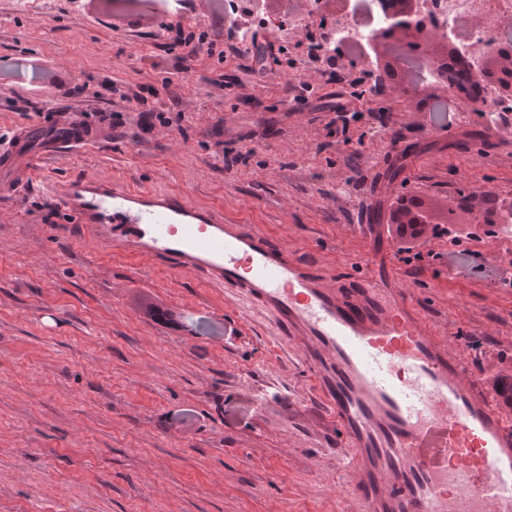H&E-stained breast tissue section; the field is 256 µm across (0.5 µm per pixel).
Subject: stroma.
<instances>
[{
  "mask_svg": "<svg viewBox=\"0 0 512 512\" xmlns=\"http://www.w3.org/2000/svg\"><path fill=\"white\" fill-rule=\"evenodd\" d=\"M167 21L223 27L205 0ZM149 28L113 0H0V131L37 123L38 111L73 118L122 113L98 148L42 157L35 174L0 196V512H358L342 477L336 422L287 337L264 312L191 273L98 246L64 212H51L46 178L117 180L186 195L247 217L328 280L361 256L407 283L438 336L458 347L494 397L512 375V288L472 265L449 273L430 261L412 272L386 236L389 197H455L479 186L512 199V144L500 129L473 141L452 96L440 100L454 135L434 131L431 105L363 91L359 70L304 97L248 59L164 62L183 121L145 132L138 113L99 93L97 75L142 82ZM224 74L223 87L209 79ZM370 108L346 132L328 128L321 97ZM250 150L226 169L223 152ZM177 310L175 332L145 316L143 300Z\"/></svg>",
  "mask_w": 512,
  "mask_h": 512,
  "instance_id": "1",
  "label": "stroma"
}]
</instances>
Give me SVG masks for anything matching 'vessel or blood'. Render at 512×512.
I'll return each instance as SVG.
<instances>
[{"label": "vessel or blood", "mask_w": 512, "mask_h": 512, "mask_svg": "<svg viewBox=\"0 0 512 512\" xmlns=\"http://www.w3.org/2000/svg\"><path fill=\"white\" fill-rule=\"evenodd\" d=\"M105 137L54 120L1 133L0 193L35 155ZM45 192L109 249L195 274L270 316L336 420L362 512H512V412L480 391L387 267L328 284L311 258L181 194L94 180H49Z\"/></svg>", "instance_id": "b4317fda"}]
</instances>
